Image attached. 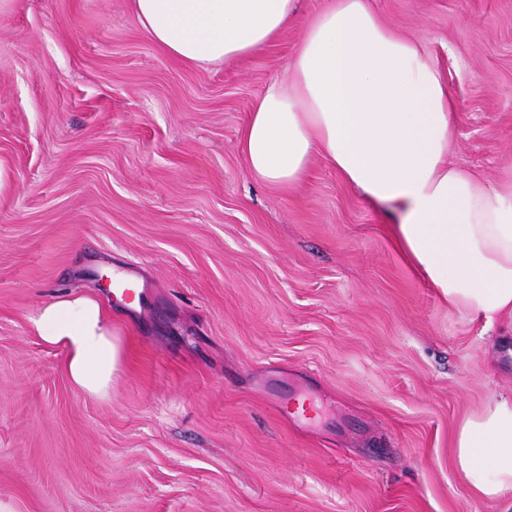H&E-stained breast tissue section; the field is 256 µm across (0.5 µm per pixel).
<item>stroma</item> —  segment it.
Here are the masks:
<instances>
[{
    "mask_svg": "<svg viewBox=\"0 0 512 512\" xmlns=\"http://www.w3.org/2000/svg\"><path fill=\"white\" fill-rule=\"evenodd\" d=\"M325 3L249 59L190 67L129 0H0V512H512L454 461L460 424L512 391L497 332L448 308L324 159L288 190L241 158ZM372 6L436 59L450 161L495 181L512 0ZM130 268L135 308L98 285ZM66 291L123 338L108 398L29 330Z\"/></svg>",
    "mask_w": 512,
    "mask_h": 512,
    "instance_id": "stroma-1",
    "label": "stroma"
}]
</instances>
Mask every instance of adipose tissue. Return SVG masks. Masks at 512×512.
<instances>
[{"label": "adipose tissue", "mask_w": 512, "mask_h": 512, "mask_svg": "<svg viewBox=\"0 0 512 512\" xmlns=\"http://www.w3.org/2000/svg\"><path fill=\"white\" fill-rule=\"evenodd\" d=\"M142 29L192 67L262 51L300 0H130ZM452 98L433 57L384 25L369 0H328L307 23L284 80L272 81L245 125L241 154L264 183L299 184L325 159L373 206L393 213L406 260L449 307L512 328V167L491 183L448 160ZM64 351L70 383L106 398L122 357L97 298L63 294L29 319ZM455 460L473 491L512 495V397L460 426Z\"/></svg>", "instance_id": "ef3b65f1"}]
</instances>
